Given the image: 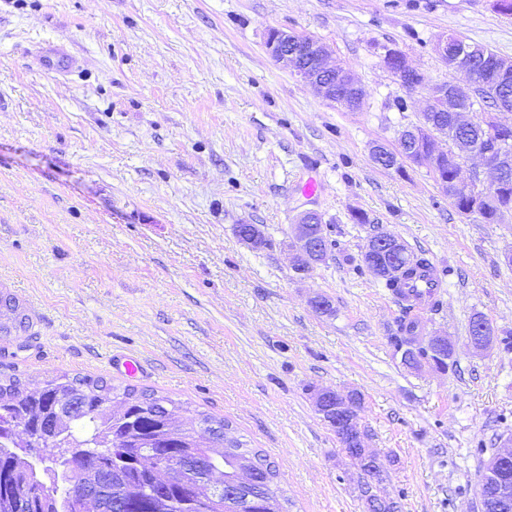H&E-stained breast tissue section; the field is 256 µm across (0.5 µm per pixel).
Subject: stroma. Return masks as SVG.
I'll return each instance as SVG.
<instances>
[{"instance_id":"1","label":"stroma","mask_w":512,"mask_h":512,"mask_svg":"<svg viewBox=\"0 0 512 512\" xmlns=\"http://www.w3.org/2000/svg\"><path fill=\"white\" fill-rule=\"evenodd\" d=\"M273 29L327 44L362 108L292 76L266 48ZM452 32L512 60V16L493 0H0V292L29 319L0 341V380L101 377L181 402L187 428L199 411L228 419L278 468L288 512H366L358 464L312 400L357 392L398 512H478L484 463L512 438V351L474 349L469 322L512 330V214L477 223L429 168L370 157L424 99L386 50L427 85H463L435 50ZM48 42L74 71L42 68ZM309 210L330 257L302 278L286 245ZM240 224L267 246L244 245ZM380 232L445 280L420 333L454 342L447 371L395 349L403 309L361 262ZM317 293L333 314L311 308ZM396 65H393L394 61ZM384 65L389 71L396 77L400 84H403L406 88L411 91H415L416 89H424L425 88V78L421 72L412 68L405 60L404 56L398 54L397 56H393V54L388 52L384 57ZM410 78L408 81L407 79Z\"/></svg>"}]
</instances>
